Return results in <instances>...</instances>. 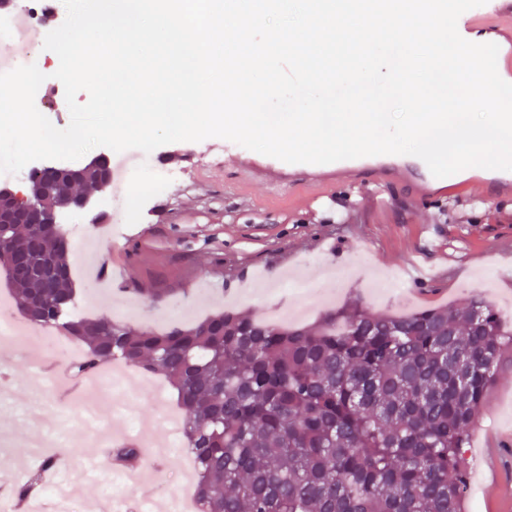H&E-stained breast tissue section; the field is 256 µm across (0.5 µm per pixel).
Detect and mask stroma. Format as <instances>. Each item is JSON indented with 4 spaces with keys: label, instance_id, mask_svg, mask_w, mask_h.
I'll list each match as a JSON object with an SVG mask.
<instances>
[{
    "label": "stroma",
    "instance_id": "stroma-1",
    "mask_svg": "<svg viewBox=\"0 0 512 512\" xmlns=\"http://www.w3.org/2000/svg\"><path fill=\"white\" fill-rule=\"evenodd\" d=\"M45 81L38 89L46 117L65 128L70 115L52 101L64 97L53 73V51L39 49ZM122 166L110 209L91 195L84 209L59 218L78 225L84 254L72 263L106 267L107 288L90 277L73 279L75 306L85 316L117 317L120 300L133 312L128 323L157 330L187 327L222 310L264 317L310 302L308 320L328 306L360 299L376 314L410 313L437 305H460L482 293L504 322L512 321V197L466 186L439 195L430 205L398 187L367 184L335 188L318 197L302 186L297 195L272 188L266 175L248 179L224 156L223 139L179 141L149 157L140 150L113 153ZM176 181L164 193L144 191L159 172ZM44 381L18 357L12 366L8 403L20 412L43 400ZM177 396L165 389L162 403L141 393L136 381L105 384L99 422L124 431L133 424L158 426L164 412H177ZM61 452L88 473L75 512H103L105 495L152 496L173 501L189 467L178 450L164 457L163 471L147 485H128L122 470L107 466L106 451L71 439L76 417L64 401L53 404ZM473 432L464 507L466 512H512V360L503 359Z\"/></svg>",
    "mask_w": 512,
    "mask_h": 512
}]
</instances>
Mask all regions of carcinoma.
<instances>
[{
  "label": "carcinoma",
  "instance_id": "cac0c4a2",
  "mask_svg": "<svg viewBox=\"0 0 512 512\" xmlns=\"http://www.w3.org/2000/svg\"><path fill=\"white\" fill-rule=\"evenodd\" d=\"M96 164L80 182H104ZM0 235L26 249L33 229ZM65 271L41 287L42 255ZM70 245L45 237L34 273L16 278L0 253L19 309L41 300L32 322L79 342L68 365L76 379L122 360L163 374L184 411L200 512H465V448L496 367L512 354V327L474 295L461 308L438 306L376 315L359 302L318 320L282 326L224 311L187 328L157 333L70 310ZM133 468L134 441L108 450ZM35 473L15 489L39 491Z\"/></svg>",
  "mask_w": 512,
  "mask_h": 512
}]
</instances>
